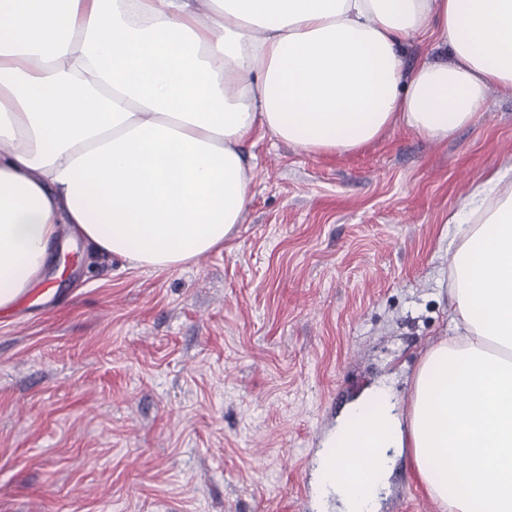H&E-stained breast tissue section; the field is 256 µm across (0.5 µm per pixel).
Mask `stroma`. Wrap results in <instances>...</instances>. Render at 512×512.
<instances>
[{"label":"stroma","mask_w":512,"mask_h":512,"mask_svg":"<svg viewBox=\"0 0 512 512\" xmlns=\"http://www.w3.org/2000/svg\"><path fill=\"white\" fill-rule=\"evenodd\" d=\"M223 248L153 271L61 228L0 313V512H316L314 462L365 388L408 399L451 336L446 217L512 179V90L433 142L347 155L270 137ZM379 512H445L394 457Z\"/></svg>","instance_id":"35a3bbf8"}]
</instances>
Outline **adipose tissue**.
Here are the masks:
<instances>
[{
  "mask_svg": "<svg viewBox=\"0 0 512 512\" xmlns=\"http://www.w3.org/2000/svg\"><path fill=\"white\" fill-rule=\"evenodd\" d=\"M432 36L445 59L403 62ZM512 88V0H0V310L58 227L166 270L228 239L256 132L316 155L406 128L443 141ZM448 223L453 334L399 403L365 390L323 449L320 502L375 512L392 452L447 512H512V183Z\"/></svg>",
  "mask_w": 512,
  "mask_h": 512,
  "instance_id": "obj_1",
  "label": "adipose tissue"
}]
</instances>
